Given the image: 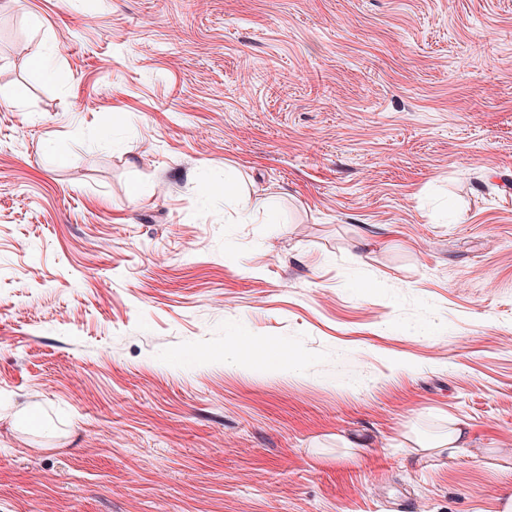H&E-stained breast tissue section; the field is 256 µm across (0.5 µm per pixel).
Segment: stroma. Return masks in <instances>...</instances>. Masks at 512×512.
Wrapping results in <instances>:
<instances>
[{
  "instance_id": "1",
  "label": "stroma",
  "mask_w": 512,
  "mask_h": 512,
  "mask_svg": "<svg viewBox=\"0 0 512 512\" xmlns=\"http://www.w3.org/2000/svg\"><path fill=\"white\" fill-rule=\"evenodd\" d=\"M0 512H512V0H0ZM263 348V344L256 336H242L236 343L224 349V357L236 360L242 365H248L246 362L259 361L262 366L269 371H275L282 368L286 360L281 355H271L269 351L265 357L259 356V350ZM250 353H246L249 352ZM465 424L461 422H452L448 428V436L441 441H417L418 449L422 452H435L436 450L449 448H464L468 442L467 429Z\"/></svg>"
}]
</instances>
